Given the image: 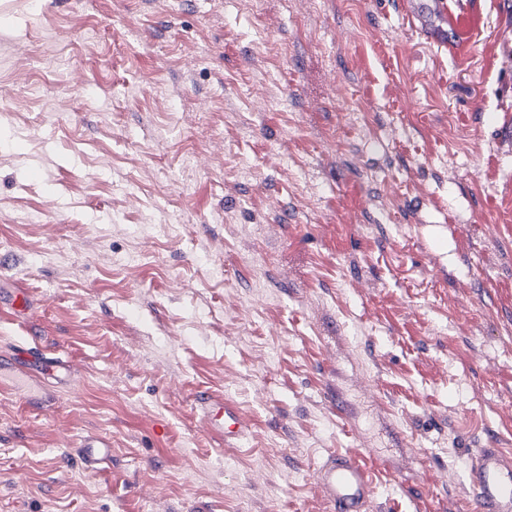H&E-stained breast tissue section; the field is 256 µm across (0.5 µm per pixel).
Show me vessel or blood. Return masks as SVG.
<instances>
[{"instance_id":"b4317fda","label":"vessel or blood","mask_w":512,"mask_h":512,"mask_svg":"<svg viewBox=\"0 0 512 512\" xmlns=\"http://www.w3.org/2000/svg\"><path fill=\"white\" fill-rule=\"evenodd\" d=\"M406 17L426 40L453 52L474 44L484 20L477 0H405ZM67 373L62 360L48 358L34 347L25 349L23 364L11 367V379L43 372ZM200 417L214 439L236 447L247 435L249 423L233 401L221 395L200 394ZM80 453L87 465H102L112 457V444L97 438L82 442ZM468 479L477 512H512V451L483 448L469 463ZM316 485L334 512H370L377 495L376 466L361 451L331 453L316 471Z\"/></svg>"}]
</instances>
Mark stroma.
I'll return each mask as SVG.
<instances>
[{"label":"stroma","instance_id":"stroma-1","mask_svg":"<svg viewBox=\"0 0 512 512\" xmlns=\"http://www.w3.org/2000/svg\"><path fill=\"white\" fill-rule=\"evenodd\" d=\"M480 3L460 59L402 0H8L0 359L71 380L0 390V512H333L348 448L374 512H475L512 448V0ZM22 349L24 350L23 364L19 361L18 363L20 365H17L16 362L13 363L4 361L3 359L0 360V383L2 379H5V376H10V380H17L20 376L23 375L38 378L39 375L43 374L44 371H52L63 374L68 372V365L62 360L56 358H46L36 347ZM8 364H15V366L10 368L8 375H5L3 373V366ZM200 417L214 439L234 448L247 435L249 422L224 395L202 393L197 398ZM79 448H81L80 453L88 466L102 465L112 458V444L105 438L84 441ZM376 465L360 449L331 453L316 471V485L336 512H369L377 495ZM477 512H512V451L482 448L469 463Z\"/></svg>","mask_w":512,"mask_h":512}]
</instances>
